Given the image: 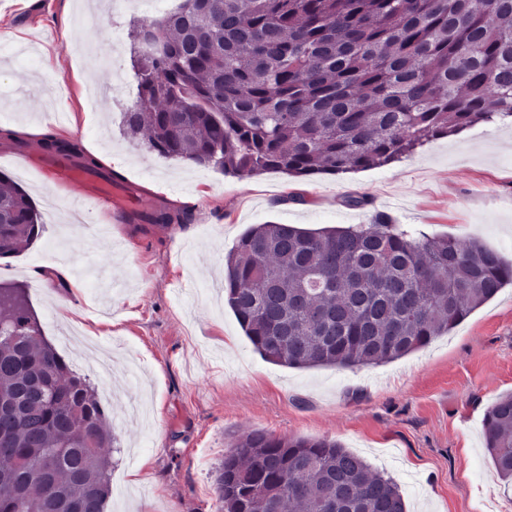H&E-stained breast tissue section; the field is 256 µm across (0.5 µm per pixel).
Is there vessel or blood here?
Returning a JSON list of instances; mask_svg holds the SVG:
<instances>
[{"label": "vessel or blood", "mask_w": 512, "mask_h": 512, "mask_svg": "<svg viewBox=\"0 0 512 512\" xmlns=\"http://www.w3.org/2000/svg\"><path fill=\"white\" fill-rule=\"evenodd\" d=\"M23 164L36 170L43 179L75 191L91 206L108 211L113 223H124L134 208L126 183L105 181L66 159L31 154Z\"/></svg>", "instance_id": "b4317fda"}]
</instances>
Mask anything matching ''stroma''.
I'll return each mask as SVG.
<instances>
[{"label":"stroma","mask_w":512,"mask_h":512,"mask_svg":"<svg viewBox=\"0 0 512 512\" xmlns=\"http://www.w3.org/2000/svg\"><path fill=\"white\" fill-rule=\"evenodd\" d=\"M163 14L153 0H0V127L78 140L151 200L192 215L144 232L116 224L108 240L92 233L100 211L65 226L73 193L0 143V174L37 209L56 206L28 249L0 260V281L27 286L45 338L80 331L66 356L123 439L109 512H217L214 468L251 430L339 442L398 484L408 512H498L512 490L492 474L482 419L512 392V287L400 359L297 369L255 350L221 272L253 225L345 227L379 214L511 258L512 126L482 123L336 176H234L161 157L122 121L138 95L131 25Z\"/></svg>","instance_id":"1"}]
</instances>
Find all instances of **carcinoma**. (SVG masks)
<instances>
[{"label":"carcinoma","instance_id":"carcinoma-1","mask_svg":"<svg viewBox=\"0 0 512 512\" xmlns=\"http://www.w3.org/2000/svg\"><path fill=\"white\" fill-rule=\"evenodd\" d=\"M160 34L166 49L145 56ZM127 134L226 174L290 177L390 166L434 139L512 116V0H181L133 27ZM38 147L114 179L72 139ZM157 203L130 223L187 224ZM29 195L0 180V258L37 237ZM512 285V259L477 238L416 233L384 215L311 231L250 228L224 301L268 362L380 365L448 333ZM27 287H0V512H106L118 438L90 382L41 339ZM493 475L512 485V393L486 410ZM52 451L48 477L39 467ZM218 512H407L397 484L327 438L252 430L214 470Z\"/></svg>","mask_w":512,"mask_h":512}]
</instances>
